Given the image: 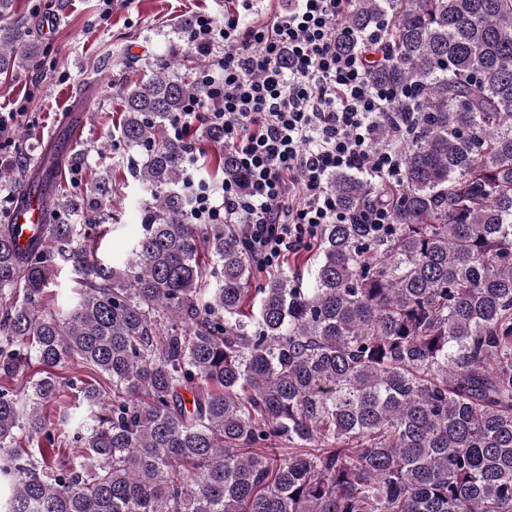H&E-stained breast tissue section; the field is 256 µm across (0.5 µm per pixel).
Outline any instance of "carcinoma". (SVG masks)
I'll list each match as a JSON object with an SVG mask.
<instances>
[{"label":"carcinoma","mask_w":512,"mask_h":512,"mask_svg":"<svg viewBox=\"0 0 512 512\" xmlns=\"http://www.w3.org/2000/svg\"><path fill=\"white\" fill-rule=\"evenodd\" d=\"M12 6L0 76L33 62ZM378 28L372 82L412 90V128H377L403 172L330 188L392 224L325 225L310 287H252L242 226L192 223L169 127L197 55L125 96L147 193L125 258H98L107 175L84 195L48 184L40 242L0 224V512H512V0H353L339 22ZM201 139L242 179L224 131ZM27 178L0 164L10 208ZM63 268L73 301L51 312ZM75 363L97 380L63 377Z\"/></svg>","instance_id":"1"}]
</instances>
